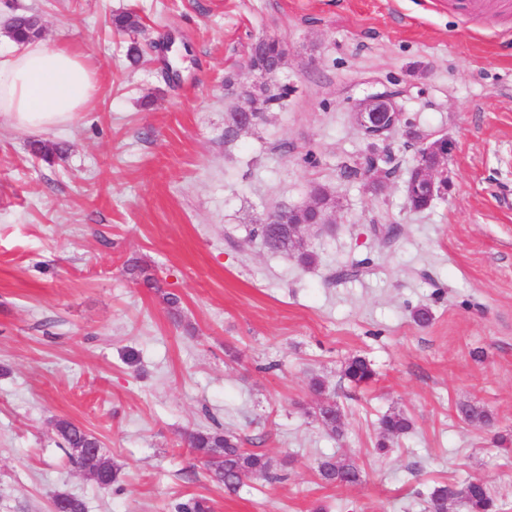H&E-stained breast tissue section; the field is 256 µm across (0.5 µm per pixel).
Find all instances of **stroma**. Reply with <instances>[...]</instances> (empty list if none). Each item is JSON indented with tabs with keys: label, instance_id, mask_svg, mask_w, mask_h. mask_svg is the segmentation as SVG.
Returning a JSON list of instances; mask_svg holds the SVG:
<instances>
[{
	"label": "stroma",
	"instance_id": "obj_1",
	"mask_svg": "<svg viewBox=\"0 0 512 512\" xmlns=\"http://www.w3.org/2000/svg\"><path fill=\"white\" fill-rule=\"evenodd\" d=\"M22 11L40 15L48 45L94 58L98 92L37 136L0 117V512H49L60 491L87 512H172L193 496L214 512H422L435 485L475 478L512 512V10L0 0L1 48ZM124 11L140 31H113ZM264 36L287 46L290 93L225 141L261 82L246 61ZM383 92L452 143L448 186L425 210L406 204L417 147L402 134L380 190L343 175L368 152L353 112ZM36 138L61 159L33 158ZM315 184L336 209L305 232L318 261L304 268L252 230ZM357 263L363 274L347 275ZM423 305L434 318L419 326ZM354 355L371 361V383L343 377ZM324 396L344 412L341 436L312 414ZM464 405L490 425L464 420ZM390 412L412 429L379 455ZM60 419L100 440L119 468L112 489L72 466ZM216 423L281 481L230 492L211 479L185 437ZM336 453L360 462V484H323L318 462Z\"/></svg>",
	"mask_w": 512,
	"mask_h": 512
}]
</instances>
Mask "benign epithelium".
<instances>
[{"mask_svg":"<svg viewBox=\"0 0 512 512\" xmlns=\"http://www.w3.org/2000/svg\"><path fill=\"white\" fill-rule=\"evenodd\" d=\"M287 48L277 42L276 51L266 56L265 67L261 74L266 78V85L257 94V98L266 95L272 81L282 70ZM357 126L368 141L370 151H380L379 144L387 141L396 131L415 143L422 144L418 152L419 163L415 166L414 181L411 184V195L425 196L429 199L441 193L446 184L447 161L451 151L448 137L441 134L423 136L414 133L405 120V113L391 95H374L364 99L355 112Z\"/></svg>","mask_w":512,"mask_h":512,"instance_id":"obj_1","label":"benign epithelium"}]
</instances>
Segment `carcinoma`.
<instances>
[{"mask_svg":"<svg viewBox=\"0 0 512 512\" xmlns=\"http://www.w3.org/2000/svg\"><path fill=\"white\" fill-rule=\"evenodd\" d=\"M112 25L118 31H135L141 27V22L135 13L125 12L114 16ZM39 33L40 26L32 14L17 15L14 24L8 26V36L19 43ZM30 151L34 157L45 162L52 161L57 154V148L38 140L30 143ZM310 218L309 213L303 212L295 215L290 224H260L253 229V236L259 239L266 251L271 253L283 245L285 252L297 257L301 264L310 265L315 261L316 254L305 248L301 240H291L297 226ZM344 377L349 383L360 386L372 381L375 371L365 358L354 356L345 366ZM459 411L471 423H490V415L483 409L462 406ZM315 417L326 432L341 435L344 414L335 401H323ZM378 428L381 439L376 443L375 451L381 455L388 451V442L410 431L411 422L400 413H389L379 419ZM56 430L64 444L72 450L71 463L89 475L99 488H112L117 481L118 468L103 455L88 457L82 453L84 448L99 445L98 438L66 419L56 422ZM186 444L203 460L209 476L224 484V488L230 492L236 491L245 478L254 476L267 482L281 479L271 459L242 447L236 433L226 431L217 424L192 431L186 437ZM318 472L324 484L336 487L357 485L363 477V469L357 460L350 457H326L320 462ZM465 487L468 488L465 503L469 512H495V499L487 484L481 480H470ZM455 496V490L448 484L433 487L426 498L425 512H448V501L455 499ZM56 499L61 512H86L84 501L76 496L59 493ZM174 512H212V506L203 498L191 497L177 503Z\"/></svg>","mask_w":512,"mask_h":512,"instance_id":"obj_1","label":"carcinoma"}]
</instances>
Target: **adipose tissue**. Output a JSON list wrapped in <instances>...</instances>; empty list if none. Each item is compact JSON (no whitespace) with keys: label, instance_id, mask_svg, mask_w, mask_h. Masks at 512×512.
<instances>
[{"label":"adipose tissue","instance_id":"adipose-tissue-1","mask_svg":"<svg viewBox=\"0 0 512 512\" xmlns=\"http://www.w3.org/2000/svg\"><path fill=\"white\" fill-rule=\"evenodd\" d=\"M90 56L35 39L0 51V116L24 131H47L74 121L93 98Z\"/></svg>","mask_w":512,"mask_h":512}]
</instances>
